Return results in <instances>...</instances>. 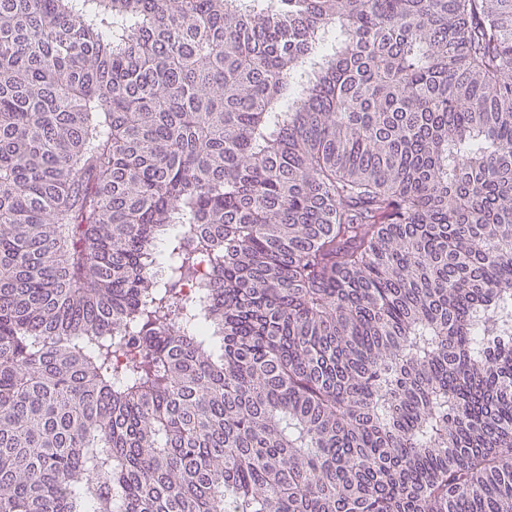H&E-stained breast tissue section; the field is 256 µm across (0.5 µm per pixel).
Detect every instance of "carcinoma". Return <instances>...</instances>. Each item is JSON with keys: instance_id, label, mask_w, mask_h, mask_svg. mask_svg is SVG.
<instances>
[{"instance_id": "carcinoma-1", "label": "carcinoma", "mask_w": 512, "mask_h": 512, "mask_svg": "<svg viewBox=\"0 0 512 512\" xmlns=\"http://www.w3.org/2000/svg\"><path fill=\"white\" fill-rule=\"evenodd\" d=\"M0 512H512V0H0Z\"/></svg>"}]
</instances>
